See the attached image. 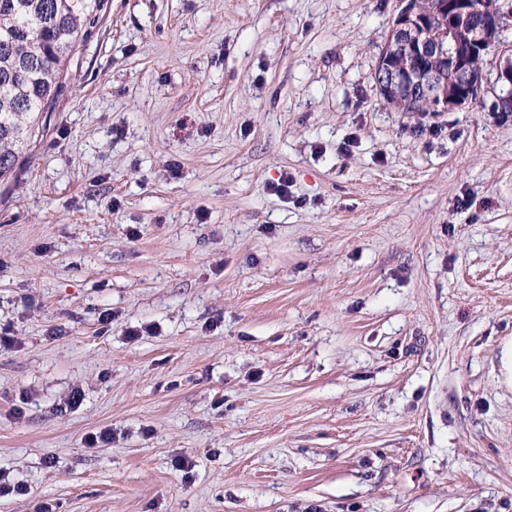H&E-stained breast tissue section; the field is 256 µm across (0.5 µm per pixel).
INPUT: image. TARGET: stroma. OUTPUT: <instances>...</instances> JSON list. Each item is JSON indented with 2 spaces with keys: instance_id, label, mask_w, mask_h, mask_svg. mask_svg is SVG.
I'll return each instance as SVG.
<instances>
[{
  "instance_id": "35a3bbf8",
  "label": "stroma",
  "mask_w": 512,
  "mask_h": 512,
  "mask_svg": "<svg viewBox=\"0 0 512 512\" xmlns=\"http://www.w3.org/2000/svg\"><path fill=\"white\" fill-rule=\"evenodd\" d=\"M396 8L106 0L0 185V512H512L498 50L395 111Z\"/></svg>"
}]
</instances>
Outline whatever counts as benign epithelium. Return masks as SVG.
Masks as SVG:
<instances>
[{
	"mask_svg": "<svg viewBox=\"0 0 512 512\" xmlns=\"http://www.w3.org/2000/svg\"><path fill=\"white\" fill-rule=\"evenodd\" d=\"M399 10L382 46L374 69L380 98L388 103L407 90L434 104L437 112H450L480 99L483 88V53L490 44L487 33L498 25L499 6L491 0L481 10L469 0H442L447 23L435 29L416 0H396ZM496 69L497 111L512 112V45L500 50Z\"/></svg>",
	"mask_w": 512,
	"mask_h": 512,
	"instance_id": "benign-epithelium-1",
	"label": "benign epithelium"
}]
</instances>
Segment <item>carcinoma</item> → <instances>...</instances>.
<instances>
[{
	"mask_svg": "<svg viewBox=\"0 0 512 512\" xmlns=\"http://www.w3.org/2000/svg\"><path fill=\"white\" fill-rule=\"evenodd\" d=\"M104 0H0V183L15 179L44 136L68 65Z\"/></svg>",
	"mask_w": 512,
	"mask_h": 512,
	"instance_id": "obj_1",
	"label": "carcinoma"
}]
</instances>
